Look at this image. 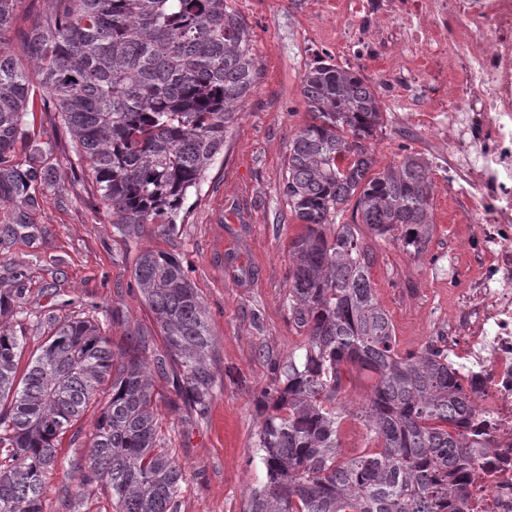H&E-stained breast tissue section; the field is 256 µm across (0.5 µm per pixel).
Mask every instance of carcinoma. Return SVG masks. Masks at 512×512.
<instances>
[{
	"instance_id": "carcinoma-1",
	"label": "carcinoma",
	"mask_w": 512,
	"mask_h": 512,
	"mask_svg": "<svg viewBox=\"0 0 512 512\" xmlns=\"http://www.w3.org/2000/svg\"><path fill=\"white\" fill-rule=\"evenodd\" d=\"M40 2L20 59L11 39L23 0H0V203L33 206L35 184L56 179L10 159L30 139L25 117L55 112L116 232L172 229L260 79L248 26L231 0ZM301 92L310 120L289 145L282 193L304 226L288 247V312L306 342L300 357L274 363L275 383L260 392L267 481L249 512H464L456 476L470 465L462 424L474 406L448 349L398 350L359 232L418 252L433 230L432 169L413 152L376 169L370 143L384 104L359 72L320 62ZM132 278L177 366L176 396L204 416L217 387L215 339L187 268L146 250ZM13 279L0 290V318L23 304L24 270ZM47 323L22 371L26 337L0 324V512H43L58 445L93 404L82 485L106 488L116 512H177L185 469L164 447L145 349L115 353L88 316ZM351 369L373 380L356 413L373 448L345 456L340 399Z\"/></svg>"
}]
</instances>
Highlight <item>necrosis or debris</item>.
Segmentation results:
<instances>
[{
    "mask_svg": "<svg viewBox=\"0 0 512 512\" xmlns=\"http://www.w3.org/2000/svg\"><path fill=\"white\" fill-rule=\"evenodd\" d=\"M336 17L363 44L401 22L418 70L448 85L423 112L407 87L399 96L404 120L427 123L441 149L448 249L473 260L464 302L437 339L459 360L476 410L467 512H512V0H350Z\"/></svg>",
    "mask_w": 512,
    "mask_h": 512,
    "instance_id": "necrosis-or-debris-1",
    "label": "necrosis or debris"
}]
</instances>
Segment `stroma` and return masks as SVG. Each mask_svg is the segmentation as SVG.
Returning <instances> with one entry per match:
<instances>
[{
	"instance_id": "1",
	"label": "stroma",
	"mask_w": 512,
	"mask_h": 512,
	"mask_svg": "<svg viewBox=\"0 0 512 512\" xmlns=\"http://www.w3.org/2000/svg\"><path fill=\"white\" fill-rule=\"evenodd\" d=\"M315 0H233L253 33L261 79L242 104L223 154L207 170L198 192L189 194L176 232L157 226L134 240L116 235L112 212L97 198L71 138L53 115L34 127L43 146L31 156L19 141L14 159L23 166L51 168L57 179L36 188L37 205H0V225L20 231L0 247V288L10 287L14 266L27 274L23 311L6 323L25 334L28 349L42 342V321L73 309L86 313L109 336L115 351L129 339L150 344L148 362L167 352L157 321L132 290V269L145 250L182 258L205 306L215 338V397L206 417L177 398L170 374L152 370L151 381L168 447L185 469L178 512H248L249 495L266 480L257 448L258 390L273 384L272 364L300 350L306 333L290 318L288 243L302 231L282 195L288 145L307 122L301 94L304 73L326 60L349 66L373 81L386 107V123L372 149L378 167L401 160L404 151L431 157V133L409 126L384 77L377 47L344 48V33L321 16ZM433 231L422 253L399 240L365 235L373 254L371 282L387 311L400 352H414L448 325L454 299L450 280L460 265L448 252V203L439 189L444 171L432 172ZM82 448L59 449L44 512H66L68 493L82 488L80 512H115L101 487H80L76 466Z\"/></svg>"
}]
</instances>
